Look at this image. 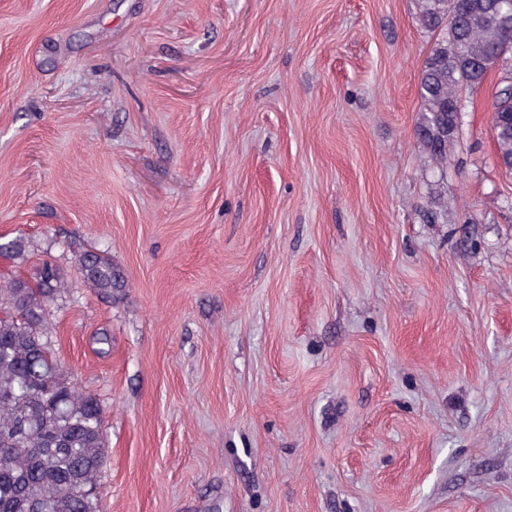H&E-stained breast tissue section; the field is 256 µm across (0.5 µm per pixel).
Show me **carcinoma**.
Instances as JSON below:
<instances>
[{
	"mask_svg": "<svg viewBox=\"0 0 512 512\" xmlns=\"http://www.w3.org/2000/svg\"><path fill=\"white\" fill-rule=\"evenodd\" d=\"M420 23L441 34L420 71L419 140L446 159L459 136L454 102L499 60L507 72L494 111L512 107V9L501 0H421ZM498 161L512 160V122L492 116ZM34 241L0 242V512H98L106 458L99 398L78 390L51 341L50 306L67 294L64 270L27 263ZM83 283L112 299L127 287L107 252L76 254Z\"/></svg>",
	"mask_w": 512,
	"mask_h": 512,
	"instance_id": "1",
	"label": "carcinoma"
}]
</instances>
